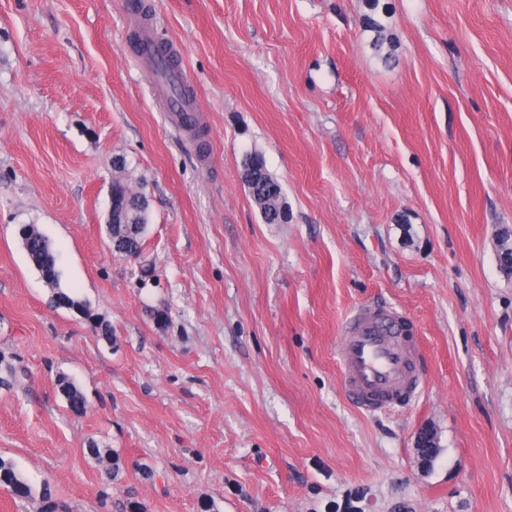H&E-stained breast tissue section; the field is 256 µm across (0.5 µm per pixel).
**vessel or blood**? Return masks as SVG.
<instances>
[{
	"mask_svg": "<svg viewBox=\"0 0 512 512\" xmlns=\"http://www.w3.org/2000/svg\"><path fill=\"white\" fill-rule=\"evenodd\" d=\"M338 356L344 389L365 411L406 406L423 386L421 352L403 314L360 307L343 327Z\"/></svg>",
	"mask_w": 512,
	"mask_h": 512,
	"instance_id": "obj_1",
	"label": "vessel or blood"
}]
</instances>
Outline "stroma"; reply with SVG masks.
Instances as JSON below:
<instances>
[{
    "mask_svg": "<svg viewBox=\"0 0 512 512\" xmlns=\"http://www.w3.org/2000/svg\"><path fill=\"white\" fill-rule=\"evenodd\" d=\"M129 2L0 0V372H27L0 384V458L65 512H512V0H380L388 59L366 0ZM144 20L199 132L157 101ZM250 151L286 223L242 183ZM117 176L147 195L135 261L105 233ZM26 224L111 340L54 307ZM368 303L413 322L409 407L341 386ZM251 157V152L247 153L243 159L240 171V177L243 182L252 184L251 199L260 210L264 223L282 224L286 216L282 210L283 192L279 181L272 176L266 167V162L262 154L255 157V164L247 162ZM264 170L265 176L258 175L257 172ZM58 382L67 407L75 414L84 413L86 410V399L80 387L65 376L60 377Z\"/></svg>",
    "mask_w": 512,
    "mask_h": 512,
    "instance_id": "stroma-1",
    "label": "stroma"
}]
</instances>
